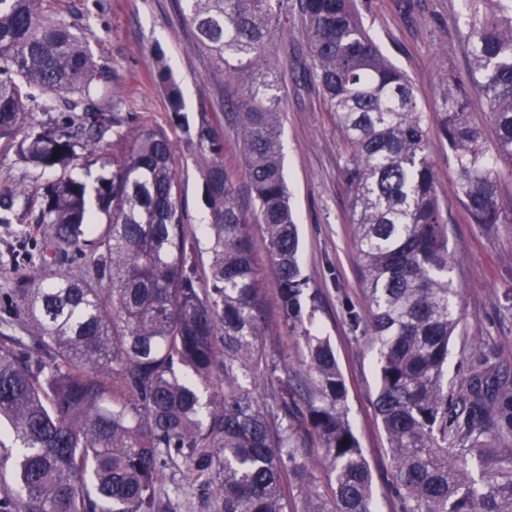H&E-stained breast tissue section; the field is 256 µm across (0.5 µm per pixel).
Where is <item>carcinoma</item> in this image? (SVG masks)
I'll use <instances>...</instances> for the list:
<instances>
[{
  "mask_svg": "<svg viewBox=\"0 0 512 512\" xmlns=\"http://www.w3.org/2000/svg\"><path fill=\"white\" fill-rule=\"evenodd\" d=\"M58 0H0V141L35 168H66L112 133V172L64 174L29 190L0 186V214L38 206L40 273L14 288L21 336L0 334V512H166L169 464L216 486L220 512H376L373 477L350 424L347 386L305 300L297 219L283 173L287 71L282 19L298 10L302 81L317 89L345 149L348 222L378 344L375 414L386 434L395 512H512V361L471 357L448 386L459 325L427 117L408 75L360 21L354 0H180L195 47L233 84L251 210L224 166L220 128L185 115L163 50L153 82L202 162L208 223H185L163 129L130 126L99 82L106 68ZM468 91L438 89L440 134L469 224L512 223L497 162L512 165V0H463ZM66 93L65 120L39 121ZM269 260L282 350L254 268L252 227ZM89 248L88 273L66 265ZM208 256L203 262L202 256ZM301 350L300 384L286 359ZM208 393L205 399L202 393ZM321 450L324 469L302 453ZM300 496L295 502L290 488ZM468 93L470 94L471 98V115L477 122H479L483 126L488 144H492L495 134L493 128L487 122L483 112V95L477 88L473 87H468Z\"/></svg>",
  "mask_w": 512,
  "mask_h": 512,
  "instance_id": "1",
  "label": "carcinoma"
}]
</instances>
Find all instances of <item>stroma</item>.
Listing matches in <instances>:
<instances>
[{"instance_id":"stroma-1","label":"stroma","mask_w":512,"mask_h":512,"mask_svg":"<svg viewBox=\"0 0 512 512\" xmlns=\"http://www.w3.org/2000/svg\"><path fill=\"white\" fill-rule=\"evenodd\" d=\"M362 22L384 53L411 79L434 140L439 189L448 206V250L454 281L462 288L460 323L451 339L448 383L468 375L467 352L481 349L512 360V223L486 228L466 223L458 202L454 161L439 147L436 107L441 75L466 78L470 57L460 37L462 0H356ZM67 19L85 36L94 59L112 72L115 100L131 125L164 129L177 140L175 169L187 224L206 223L202 178L194 150L182 144L161 90L152 82L153 49L162 47L179 82L190 122L218 124L224 139V164L237 171L242 158L234 113L225 108L228 87L209 57L192 45L179 0H66ZM284 43L289 81L282 142L290 204L299 220L301 264L317 307L315 322L336 353L348 389V417L373 476L378 512H393L389 490L391 460L386 435L376 419L378 347L355 337L348 309L366 313L350 196L343 178L344 144L317 91L297 85L304 45L297 15H289ZM44 225L17 214L0 224V311L7 292L31 280L40 268ZM163 483L169 512H217L216 489L192 484L186 467L175 463Z\"/></svg>"}]
</instances>
